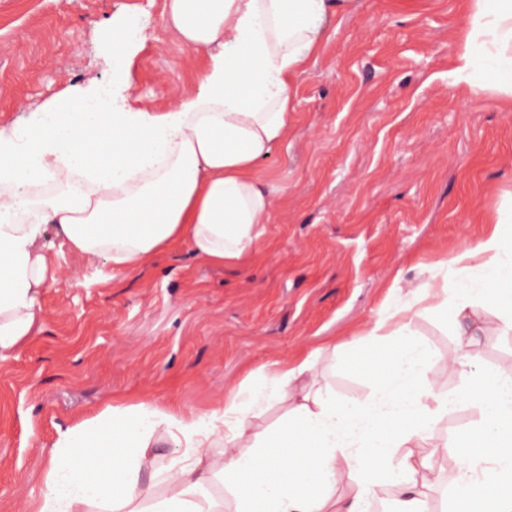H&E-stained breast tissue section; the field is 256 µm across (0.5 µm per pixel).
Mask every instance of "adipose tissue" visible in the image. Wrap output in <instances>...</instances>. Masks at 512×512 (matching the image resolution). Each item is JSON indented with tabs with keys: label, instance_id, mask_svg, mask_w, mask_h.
<instances>
[{
	"label": "adipose tissue",
	"instance_id": "1",
	"mask_svg": "<svg viewBox=\"0 0 512 512\" xmlns=\"http://www.w3.org/2000/svg\"><path fill=\"white\" fill-rule=\"evenodd\" d=\"M356 0H169L167 26L205 53L198 89L164 112L120 103L143 21L113 26L112 81L56 99L0 133V361L42 329L39 293L49 271L45 234L104 258L113 271L144 269L173 243L215 267L249 261L265 240L271 197L259 164L290 131L295 80L319 50L330 11ZM467 24L451 75L480 87L488 70L512 112V0H465ZM488 230L435 262V275L401 300L392 284L357 333L369 392L341 399L318 352L271 363L263 384L244 382L201 410L115 401L59 432L35 512H223L204 496L222 483L232 512H369L390 488V512H425L441 482L434 458L452 454V512H512V367L480 370L467 324L492 309L512 335V187ZM453 328L455 389L430 379L438 350L416 317ZM269 399L286 407L271 431L252 429ZM474 425L439 438L448 415ZM179 456L159 466L162 444Z\"/></svg>",
	"mask_w": 512,
	"mask_h": 512
}]
</instances>
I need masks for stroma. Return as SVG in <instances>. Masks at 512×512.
Masks as SVG:
<instances>
[{
	"instance_id": "1",
	"label": "stroma",
	"mask_w": 512,
	"mask_h": 512,
	"mask_svg": "<svg viewBox=\"0 0 512 512\" xmlns=\"http://www.w3.org/2000/svg\"><path fill=\"white\" fill-rule=\"evenodd\" d=\"M167 3L0 0V130L109 80L106 37L134 18L149 26L127 80L142 106L170 107L200 58L166 28ZM465 24L463 0H358L328 15L288 139L260 165L271 222L247 265L214 267L176 244L100 282L103 260L51 254L43 329L0 363V512L41 496L59 429L124 396L205 410L315 349L339 396L367 393L330 345L377 315L395 277L427 280L512 186V113L493 90L448 81ZM480 319L477 362L512 366V337L495 334L492 312Z\"/></svg>"
}]
</instances>
